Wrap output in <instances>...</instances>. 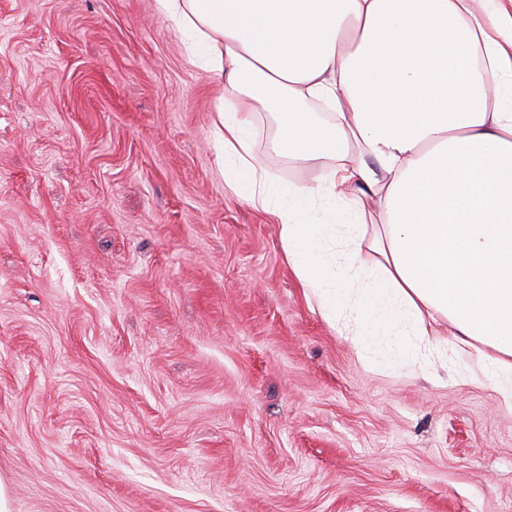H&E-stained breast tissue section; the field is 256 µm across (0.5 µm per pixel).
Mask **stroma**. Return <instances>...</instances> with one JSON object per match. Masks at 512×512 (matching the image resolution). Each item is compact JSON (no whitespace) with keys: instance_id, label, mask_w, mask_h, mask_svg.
<instances>
[{"instance_id":"35a3bbf8","label":"stroma","mask_w":512,"mask_h":512,"mask_svg":"<svg viewBox=\"0 0 512 512\" xmlns=\"http://www.w3.org/2000/svg\"><path fill=\"white\" fill-rule=\"evenodd\" d=\"M219 95L155 0H0L10 512H512V411L310 308L224 188ZM253 122L273 181L318 182Z\"/></svg>"}]
</instances>
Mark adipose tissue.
<instances>
[{
	"instance_id": "obj_1",
	"label": "adipose tissue",
	"mask_w": 512,
	"mask_h": 512,
	"mask_svg": "<svg viewBox=\"0 0 512 512\" xmlns=\"http://www.w3.org/2000/svg\"><path fill=\"white\" fill-rule=\"evenodd\" d=\"M156 6L222 85L224 186L273 216L312 309L377 367H429L448 321L470 376L512 410V25L470 0ZM257 112L320 183H271Z\"/></svg>"
}]
</instances>
